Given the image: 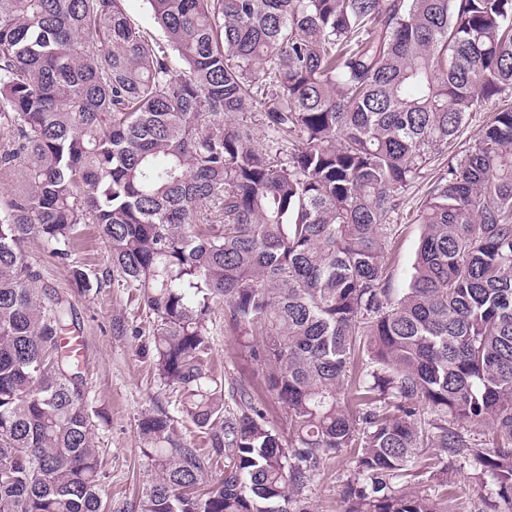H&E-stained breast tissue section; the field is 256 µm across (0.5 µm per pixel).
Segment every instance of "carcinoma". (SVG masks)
<instances>
[{
  "mask_svg": "<svg viewBox=\"0 0 512 512\" xmlns=\"http://www.w3.org/2000/svg\"><path fill=\"white\" fill-rule=\"evenodd\" d=\"M0 0V124L27 193L0 212V512H103L73 305L43 298L22 243L68 258L79 225L153 320L155 368L224 474L165 408L139 512H291L346 451L344 512H447L463 457L512 501V106L448 165L396 301L381 254L400 190L482 103L512 89V0ZM182 62L174 71L170 52ZM298 139L278 163L254 144ZM254 336L288 438L202 367L210 302ZM453 418L457 426L448 425ZM487 428L492 444L465 430ZM426 479L430 492L403 486ZM124 6L129 18L147 31L155 41L164 40L163 32L154 22L150 0H126ZM248 123L252 125L255 132L256 145L266 152L272 159L279 162H286L290 157L291 153L294 152V148L298 145V140L271 141L268 138L266 129L262 124L261 114L258 112H252L248 115Z\"/></svg>",
  "mask_w": 512,
  "mask_h": 512,
  "instance_id": "carcinoma-1",
  "label": "carcinoma"
}]
</instances>
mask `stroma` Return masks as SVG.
<instances>
[{
	"label": "stroma",
	"mask_w": 512,
	"mask_h": 512,
	"mask_svg": "<svg viewBox=\"0 0 512 512\" xmlns=\"http://www.w3.org/2000/svg\"><path fill=\"white\" fill-rule=\"evenodd\" d=\"M495 107V102L489 101L467 116L452 146L432 153L420 173L402 189L392 216L394 230L387 236L382 254L392 298L401 296L413 274L423 232L420 214L429 191L447 175L449 163L461 159L473 145L478 129ZM23 250L39 275L35 283L39 292L66 297L75 307L83 341L79 361L84 400L102 462V495L109 512H133L156 472L153 460L143 451L137 423L145 412L173 409L177 400L175 390L161 384L155 375L150 319L134 295L112 284L111 256L96 225H80L68 259L54 257L51 245L35 234L27 236ZM76 266L101 280V288L87 296L78 295L71 275ZM208 325L212 342L204 368L221 376L225 387L252 386L270 425L287 433L282 404L265 391L261 370L239 338L224 329L223 299L212 301ZM352 475L348 454L335 458L304 491L310 512H342L341 490ZM448 512H512V504L498 497L489 476H476L470 463L458 457L448 464Z\"/></svg>",
	"instance_id": "1"
}]
</instances>
